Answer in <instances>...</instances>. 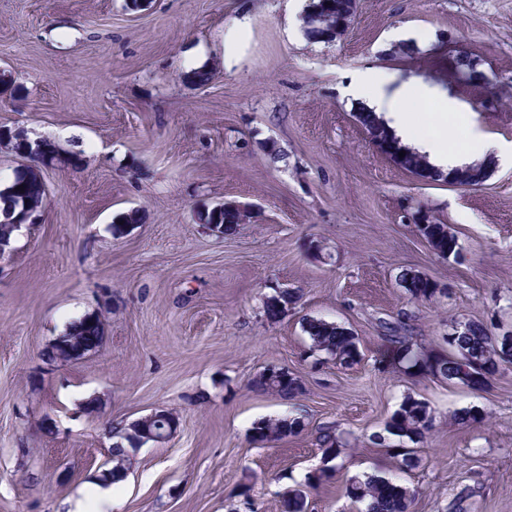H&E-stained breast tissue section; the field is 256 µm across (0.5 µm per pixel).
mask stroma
<instances>
[{"label":"stroma","instance_id":"stroma-1","mask_svg":"<svg viewBox=\"0 0 512 512\" xmlns=\"http://www.w3.org/2000/svg\"><path fill=\"white\" fill-rule=\"evenodd\" d=\"M305 2L153 0L133 13L124 0H0V73L25 88L0 97V126L84 158L43 170L39 220L0 259V512H66L104 484L110 424L155 409L176 412L177 429L130 451L112 512H246L244 483L256 512H281L284 492L322 466L327 424L346 449L334 479L307 489L311 512H352L347 486L375 473L413 491L411 512H458L465 488V512H512V364L482 391L377 369V321L402 309L428 351L471 320L512 333V158L480 188L425 183L372 150L345 95L354 72L378 68L390 88L421 82L456 98L512 145V106L479 108L483 89L449 71L440 44L448 35L512 87V0H360L348 36L330 45L291 24ZM243 16V49L225 63L224 34ZM404 29L427 39L392 58ZM200 68L203 86L189 80ZM225 200L254 204L262 221L211 234L195 214ZM410 204L445 220L456 257L416 235L402 218ZM132 208L144 223L113 237L114 217ZM405 268L447 293L410 302ZM278 286L301 300L270 323L262 302ZM99 313L98 352L46 363L50 341ZM311 317L358 336L361 362L311 353ZM270 367L300 376L303 395L249 389ZM409 396L429 403L434 423L419 467L403 470L381 436ZM277 415L299 418L302 433L254 442L255 424Z\"/></svg>","mask_w":512,"mask_h":512}]
</instances>
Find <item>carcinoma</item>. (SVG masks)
I'll return each mask as SVG.
<instances>
[{
  "mask_svg": "<svg viewBox=\"0 0 512 512\" xmlns=\"http://www.w3.org/2000/svg\"><path fill=\"white\" fill-rule=\"evenodd\" d=\"M357 0H307L300 16L301 29L306 39L312 43L332 44L343 40L348 34L356 16ZM460 79L473 84L479 81L476 72L470 69L468 54L458 61L454 70ZM356 124L368 139L376 140L383 148V156L397 167L415 176L421 181L431 180L438 184H463L469 180L478 185L485 182L492 169V160L483 159L471 165L444 172L430 165L427 157L402 145L392 135L386 125L373 113L363 108L353 112ZM48 156L56 159L57 164L78 169L83 164L79 153L63 155L56 144L45 142ZM405 156H399V152ZM24 191H19V187ZM47 196V187L42 174L31 168L16 171L13 181L0 190V210L9 207L14 211L21 208L42 207ZM200 224H222L224 234H234L241 224H254L260 215L254 210L240 208H207L197 214ZM144 216L137 209H130L118 214L112 224V235H121L124 224H141ZM417 234L438 255L443 258L454 256L458 252V240L440 217L430 210H425L423 219L415 225ZM399 285L406 290L411 301H430L443 292L439 283L427 275L412 268L404 269L398 276ZM276 295L269 296L263 304V316L269 322H277L284 315V307L275 301ZM415 312L411 309L399 311L390 319L378 320L386 349L378 360L379 367H384L386 358L406 365L407 370L416 376H430L449 382H458L478 390L474 382L476 367H481L488 374V381H493L501 373L503 364L512 363V336L498 335L480 321H469L460 331L444 337L448 352L427 355L416 350L417 337L414 336ZM104 322L97 315H90L72 322L58 349L69 347L72 350L94 341L102 343ZM303 331L310 341V348L315 349L339 365L350 368L362 359L358 337L351 330L324 319L309 318L305 320ZM251 389L258 393L272 394L291 401L304 393L301 378L288 371L272 372L268 369L256 374L249 382ZM433 426V411L427 402L412 397L406 398L394 411L386 423V432L403 440L421 441ZM303 430L302 422L297 418L280 416L257 423L252 430V438L257 443H269L288 436H295ZM317 444L324 452L331 453L336 459L341 454L342 442L336 435V427L326 425L319 429ZM134 447L130 439L112 448V468L109 474L112 480L124 478L128 470L129 456L126 447ZM393 458L401 468L412 470L418 466L417 450L403 449L401 444L390 445ZM349 495L360 504L359 512H410L413 501L412 493L402 485L378 475L367 476L351 483ZM284 512H307L309 508L305 491L291 492L283 500Z\"/></svg>",
  "mask_w": 512,
  "mask_h": 512,
  "instance_id": "cac0c4a2",
  "label": "carcinoma"
}]
</instances>
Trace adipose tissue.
Instances as JSON below:
<instances>
[{
    "label": "adipose tissue",
    "instance_id": "adipose-tissue-1",
    "mask_svg": "<svg viewBox=\"0 0 512 512\" xmlns=\"http://www.w3.org/2000/svg\"><path fill=\"white\" fill-rule=\"evenodd\" d=\"M349 93L382 118L402 145L426 154L441 170L501 154V145L477 129L458 100L436 95L426 87L411 84L388 91L383 75L370 67L355 76ZM418 103L433 104L428 121L413 115L412 108Z\"/></svg>",
    "mask_w": 512,
    "mask_h": 512
}]
</instances>
